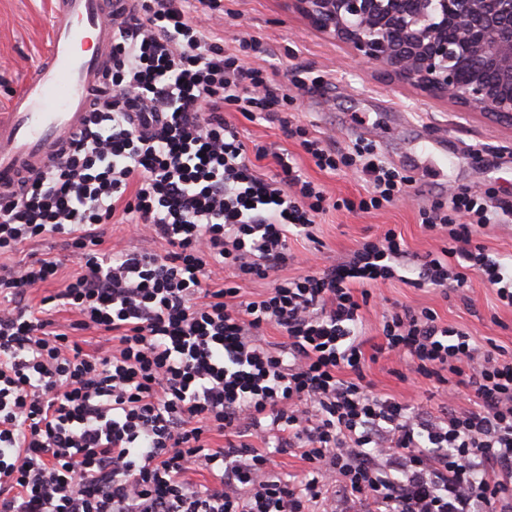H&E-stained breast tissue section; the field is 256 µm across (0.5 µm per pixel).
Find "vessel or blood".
Instances as JSON below:
<instances>
[{
	"instance_id": "obj_1",
	"label": "vessel or blood",
	"mask_w": 512,
	"mask_h": 512,
	"mask_svg": "<svg viewBox=\"0 0 512 512\" xmlns=\"http://www.w3.org/2000/svg\"><path fill=\"white\" fill-rule=\"evenodd\" d=\"M50 38L8 111L0 113V205L23 176L61 161L102 81L112 43V0H50Z\"/></svg>"
}]
</instances>
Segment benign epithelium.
Masks as SVG:
<instances>
[{"label":"benign epithelium","mask_w":512,"mask_h":512,"mask_svg":"<svg viewBox=\"0 0 512 512\" xmlns=\"http://www.w3.org/2000/svg\"><path fill=\"white\" fill-rule=\"evenodd\" d=\"M394 81L512 126V0H288ZM471 60L462 74L461 59Z\"/></svg>","instance_id":"benign-epithelium-1"}]
</instances>
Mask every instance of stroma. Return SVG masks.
I'll use <instances>...</instances> for the list:
<instances>
[{
    "mask_svg": "<svg viewBox=\"0 0 512 512\" xmlns=\"http://www.w3.org/2000/svg\"><path fill=\"white\" fill-rule=\"evenodd\" d=\"M223 6V13L212 22L213 30L230 44L251 36L261 41L262 63L272 71L275 86L287 93L289 116L340 147L358 140L374 143L391 167L411 179L412 199L399 200L383 211L355 210L365 191L351 171H319L293 141L285 139L278 124L252 122L233 107H225L226 117L236 123L243 140L288 151L307 175L326 185L333 198L347 202L322 217L317 242L290 240L294 259L285 276L297 274L308 258L324 266L346 257L364 238L390 225L401 232L411 251L437 250L439 241L419 225L418 209L445 199L452 186L512 204L511 126L428 97L367 68L343 44L289 10L288 0H223ZM49 9V0H0V112L46 52ZM431 143L447 145V164L426 152ZM372 293L391 304L432 308L441 321L477 340L493 339L512 354V309L500 307L479 278L446 295L397 281L377 284ZM367 378L379 394L401 395L431 409L440 402L431 395L429 384L403 379L400 365L384 354L370 365Z\"/></svg>",
    "mask_w": 512,
    "mask_h": 512,
    "instance_id": "obj_1",
    "label": "stroma"
}]
</instances>
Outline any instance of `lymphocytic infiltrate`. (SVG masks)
<instances>
[{"label": "lymphocytic infiltrate", "mask_w": 512, "mask_h": 512, "mask_svg": "<svg viewBox=\"0 0 512 512\" xmlns=\"http://www.w3.org/2000/svg\"><path fill=\"white\" fill-rule=\"evenodd\" d=\"M199 3L113 8L111 77L82 130L0 207V255L55 233L77 264L59 290V259L0 270V512H512V356L427 307L383 309L374 354L359 331L372 286L390 281L455 289L474 273L512 308V255L475 239L511 224L512 205L452 191L418 210L440 252L390 228L281 276L289 239L314 240L332 198L292 155L244 142L225 106L278 122L319 171L354 168L360 210L392 206L408 179L374 144L339 149L283 117L285 94L240 56L260 41L224 46L204 22L219 0ZM269 155L270 176L255 165ZM117 217L165 253L103 247ZM254 280L267 291L244 297ZM270 328L281 343L264 342ZM90 329L108 344L86 351L76 335ZM382 353L468 391V407L373 392ZM291 449L299 479L272 464Z\"/></svg>", "instance_id": "obj_1"}]
</instances>
